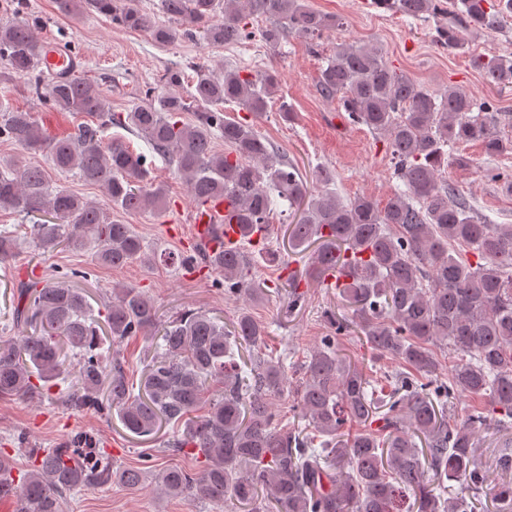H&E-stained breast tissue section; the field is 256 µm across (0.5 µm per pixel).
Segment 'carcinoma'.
Segmentation results:
<instances>
[{"label": "carcinoma", "mask_w": 512, "mask_h": 512, "mask_svg": "<svg viewBox=\"0 0 512 512\" xmlns=\"http://www.w3.org/2000/svg\"><path fill=\"white\" fill-rule=\"evenodd\" d=\"M60 12L93 8L112 24L148 31L159 45L199 36L212 46L260 37L278 47L290 33L312 40L344 27V19L299 0H160L176 26L154 22L139 0H56ZM377 8L412 18H447L438 26L444 45L463 48L458 26L501 32L512 0H374ZM272 23L255 32L250 17ZM43 44L27 20L0 24V58L15 76H34L36 96L55 109L82 114L74 135L51 138L32 114L0 110V138L44 151L60 172L77 171L101 187L124 213L161 211L164 187L150 177L142 153L120 139H105V122L143 138L174 168L194 201L222 196L232 205L238 239L197 249V264L224 277V290L244 302L267 295L245 244L261 235L270 263L281 253L265 246L278 202L301 209L286 225L288 249L307 258L306 276H336L341 311H328L332 335L303 361L302 381L291 387L284 354L267 350V324L248 307L227 323L188 310L172 320L141 289L112 290L104 321L93 315L85 289L46 280L17 289L11 317L15 335L0 337V397L49 391L71 375L62 357L78 356V371L64 403L82 411L114 409L123 427L149 439L162 426L176 430L160 453L187 454L194 470L168 466L155 477L166 497L189 496L224 512H468V499L487 482L475 457L479 432L512 427V224H496L474 209L444 175L448 164L468 165L450 148L481 144L484 154L512 153V139L497 131L487 112L459 88L432 90L392 69L381 51L341 44L321 69L318 91L339 98L348 119L386 137L396 188L385 208L366 197L344 201L330 188L335 173L316 171L313 188L299 168L247 119L230 116L235 103L258 116L277 88L274 73L248 69L221 74L196 70L188 97L164 91L126 112L108 113L99 83L61 79L38 71ZM488 83L512 86V58L472 59ZM185 112L194 113L191 122ZM224 139V152L214 138ZM33 224L37 250L97 246L101 265L121 269L159 260L189 264L182 253L148 256L132 225L65 188H51L32 164L0 165V210ZM149 335L154 355L139 383L121 362L104 363L101 349ZM357 338L377 359L400 369L367 372L339 348ZM247 353L237 361L236 353ZM292 398L282 424L276 401ZM486 404L454 414V400ZM204 413H199V410ZM26 473L0 450V500L14 512H63L71 492L116 482L139 488L146 474L116 467L111 455L77 436L55 448H30ZM459 490L448 494V483ZM495 512H512V478L493 489Z\"/></svg>", "instance_id": "cac0c4a2"}]
</instances>
